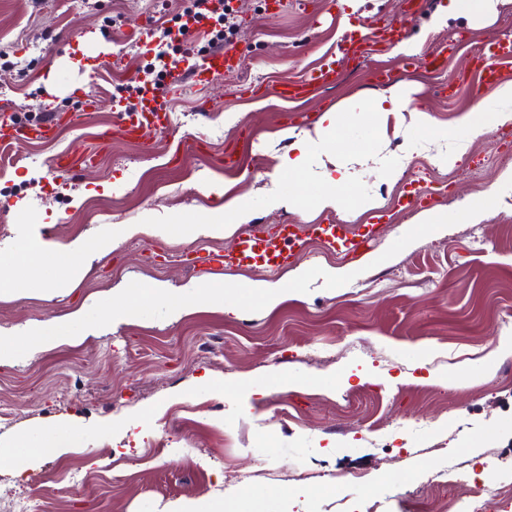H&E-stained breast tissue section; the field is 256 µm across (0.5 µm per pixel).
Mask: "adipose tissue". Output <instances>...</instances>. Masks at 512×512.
Segmentation results:
<instances>
[{"instance_id": "obj_1", "label": "adipose tissue", "mask_w": 512, "mask_h": 512, "mask_svg": "<svg viewBox=\"0 0 512 512\" xmlns=\"http://www.w3.org/2000/svg\"><path fill=\"white\" fill-rule=\"evenodd\" d=\"M415 93L414 82L400 80L378 94L355 96L326 109L315 124V134L328 146L329 166L321 172H314L313 161L305 149L298 157L283 160L280 168L287 173L291 186L288 204L318 212L343 207L355 210L379 208L378 200L358 199L352 176L347 170L348 162L355 160L366 163L373 146L382 145L391 132L397 134L408 130L433 140L448 137L446 130L437 125L427 111L413 106ZM349 114L373 120V146H355L354 142L339 134V124L343 116ZM459 123L468 130V137L456 140L452 147L436 155V164L453 167L462 159L473 139L486 129L512 123V111H490L478 104L466 110ZM205 188L223 194L224 204L205 216L200 224L194 225L195 234L225 237L231 235L235 227L249 220L250 212L244 198L234 194L232 184L209 182ZM48 260L54 263V278L51 288L45 289L44 294L50 297L55 287L73 289L87 269L89 255L79 241L65 249L45 239L19 241L12 245L8 254L0 253V262H7L11 269L9 276H0V298L23 295L24 276L28 268ZM289 496L286 490L277 493L243 490L228 499L221 495L182 498L169 503L166 512H288Z\"/></svg>"}]
</instances>
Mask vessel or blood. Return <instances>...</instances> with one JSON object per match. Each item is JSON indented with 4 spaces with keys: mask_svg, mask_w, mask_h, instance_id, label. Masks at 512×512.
Masks as SVG:
<instances>
[{
    "mask_svg": "<svg viewBox=\"0 0 512 512\" xmlns=\"http://www.w3.org/2000/svg\"><path fill=\"white\" fill-rule=\"evenodd\" d=\"M511 65L512 39L488 36L480 57L479 82L484 85L497 83L504 67ZM238 66L236 48L228 43L192 68L187 69L179 64L170 67L165 83L172 90L181 87L187 80L203 82L216 75L234 72ZM169 123L170 114L165 104L156 89L150 87L144 90L143 99L135 109L122 111L119 128L125 135L145 140L152 131L166 128ZM53 128V123L48 122L20 132H0V141L45 140ZM376 230L373 224L361 228L347 224H308L300 228L289 224L274 233L247 232L238 237L232 249L209 253L205 267L224 270L262 264L277 270L288 265L315 242L331 253H356L373 239Z\"/></svg>",
    "mask_w": 512,
    "mask_h": 512,
    "instance_id": "vessel-or-blood-1",
    "label": "vessel or blood"
}]
</instances>
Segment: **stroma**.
<instances>
[{
    "instance_id": "stroma-1",
    "label": "stroma",
    "mask_w": 512,
    "mask_h": 512,
    "mask_svg": "<svg viewBox=\"0 0 512 512\" xmlns=\"http://www.w3.org/2000/svg\"><path fill=\"white\" fill-rule=\"evenodd\" d=\"M446 2L360 0L352 13L341 0H231L238 71L165 94L171 124L142 142L116 124L130 102L128 79L153 60L156 41L144 39L143 27L174 26L188 0H0V98L24 123L56 113L58 130L46 143L0 147V243L43 237L66 246L106 235L113 224L144 227L94 261L70 293L1 299L0 327L66 323L123 282L196 279L181 261L188 247L227 250L235 242L192 231L224 203L200 189L209 175L246 195L242 233L282 224L378 226L352 261L361 274L339 288L319 278L309 293L255 313L132 317L1 367L0 399L17 414L0 423V445L57 422L81 438L66 452L27 460L24 481L0 464V512L21 496L35 497L37 512H163L182 497L242 486L294 489L290 512H406L416 494L427 512H453L452 491L435 481L449 463L467 475L468 495H486L512 475V351L498 348L499 336L512 333V189L479 218L386 261L382 253L418 223L414 172L441 142L394 135L378 162L355 167L357 193L379 199V208L302 213L268 203L272 193H287V181L273 174L297 154L293 140L276 133L312 131L325 109L382 90L378 68L417 72L416 105L459 138L467 131L457 121L476 99L503 109L474 73L485 37H512V2L487 25L466 17L433 24ZM408 14L406 37L420 50L397 54L378 30ZM347 23L365 31L359 54L340 51ZM451 39L445 67L428 72L427 57ZM114 58L121 74L97 75ZM326 62L335 84L289 103L279 98L283 83L312 78ZM241 149L244 165L226 171L225 153ZM89 151L92 165L53 172L57 156ZM393 165L402 173L390 179ZM511 167L512 123L476 138L454 168L434 167L431 205L456 211L466 196L500 188ZM344 370L347 383L324 384ZM364 372L370 380H361ZM277 373L309 386L273 385ZM243 381L265 390L248 413L220 392ZM74 470L86 478L77 498L64 492Z\"/></svg>"
}]
</instances>
